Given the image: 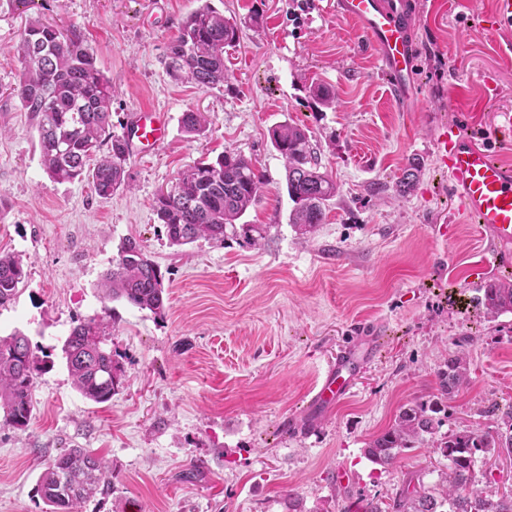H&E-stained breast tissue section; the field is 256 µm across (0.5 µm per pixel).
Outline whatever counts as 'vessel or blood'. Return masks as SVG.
<instances>
[{
    "mask_svg": "<svg viewBox=\"0 0 512 512\" xmlns=\"http://www.w3.org/2000/svg\"><path fill=\"white\" fill-rule=\"evenodd\" d=\"M336 14L352 22L363 43L375 51L400 106L413 103L417 47L412 38L414 17L405 0H336ZM166 131L165 114L151 108L133 111L124 126L131 150L142 156L160 148ZM436 152L461 211L488 233L495 262L512 265V167L499 162L489 148L476 144L454 126L440 134ZM374 353L371 347L363 353L351 347L338 352L313 389L308 400L311 410H325L343 400L360 365Z\"/></svg>",
    "mask_w": 512,
    "mask_h": 512,
    "instance_id": "vessel-or-blood-1",
    "label": "vessel or blood"
}]
</instances>
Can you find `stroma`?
I'll return each instance as SVG.
<instances>
[{
  "mask_svg": "<svg viewBox=\"0 0 512 512\" xmlns=\"http://www.w3.org/2000/svg\"><path fill=\"white\" fill-rule=\"evenodd\" d=\"M241 23L225 48L223 87L173 81L161 63L196 0H34L27 12L0 0V251L27 273L0 309V336L22 332L41 362L27 430L0 424V512H49L38 488L62 451L88 448L109 466L111 490L82 512H338L343 500L398 494L408 478L433 484L429 444L383 468L363 455L400 407L428 399L456 341L469 348L471 383L451 396L443 431L494 427L487 410L512 403V313L487 321L478 286L501 279L491 243L461 212L435 152L456 125L512 166V24L491 27L494 0H409L417 14L414 111H400L375 53L331 0H211ZM85 36L112 81V122L122 132L139 108L166 114L150 159L129 156L128 188L98 197L88 182L44 172L38 134L11 91L26 15ZM323 84L331 106L310 95ZM205 113L187 135L183 112ZM304 125L336 195L316 232L299 235L284 161L269 131ZM231 150L266 175L242 216L261 228L169 246L153 213L156 193L195 162ZM416 186L396 183L409 159ZM136 240L165 275L164 316L104 300L98 288L120 243ZM110 313L105 343L125 375L111 401L78 392L62 345L75 319ZM383 337L350 394L311 428L306 401L337 352ZM348 483L336 484L337 470ZM193 479H185L186 471Z\"/></svg>",
  "mask_w": 512,
  "mask_h": 512,
  "instance_id": "35a3bbf8",
  "label": "stroma"
}]
</instances>
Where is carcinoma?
Returning <instances> with one entry per match:
<instances>
[{
  "label": "carcinoma",
  "mask_w": 512,
  "mask_h": 512,
  "mask_svg": "<svg viewBox=\"0 0 512 512\" xmlns=\"http://www.w3.org/2000/svg\"><path fill=\"white\" fill-rule=\"evenodd\" d=\"M187 14L178 34L169 42L162 63L176 82L202 89L224 85V48L239 39L240 26L212 7L210 0ZM23 72L13 89L23 109L35 121L41 163L57 182L88 180L94 193L107 198L126 186L130 154L124 136L112 131V84L97 67L93 52L77 29L67 32L42 20L29 19L18 45ZM185 132L201 135L207 119L202 112L183 113ZM274 149L285 161L286 190L293 203L290 223L301 234L316 230L325 217L326 202L336 196V183L320 171L317 150L308 130L287 121L270 131ZM421 169L410 161L398 181L399 192L410 191ZM265 175L252 160L224 151L213 162H200L181 171L155 199V212L171 246L199 239L224 242L236 233L235 221L258 200ZM26 272L23 260L0 253V308L17 298ZM165 275L136 241L127 239L118 249L112 268L103 275L104 298L123 300L155 315L165 311ZM478 297L487 321L512 312V281L502 279L480 289ZM104 315L80 320L63 347L66 368L76 389L88 400L105 403L123 384L124 372L105 347L108 328ZM467 336L455 344L438 371V394L404 404L394 424L371 440L367 459L391 466L405 450L422 443L441 426L439 414L448 397L470 384ZM40 367L29 339L21 332L0 337V421L17 430L29 427L33 391ZM493 430L448 432L433 442V452L448 461L438 470V481L426 487L408 480L391 502L373 498L362 512H512V491L502 492L492 472H482L484 485L476 487L478 457L512 455V405L495 408ZM39 490L50 512H80L81 504L110 490L101 458L85 448H69L41 474Z\"/></svg>",
  "instance_id": "cac0c4a2"
}]
</instances>
